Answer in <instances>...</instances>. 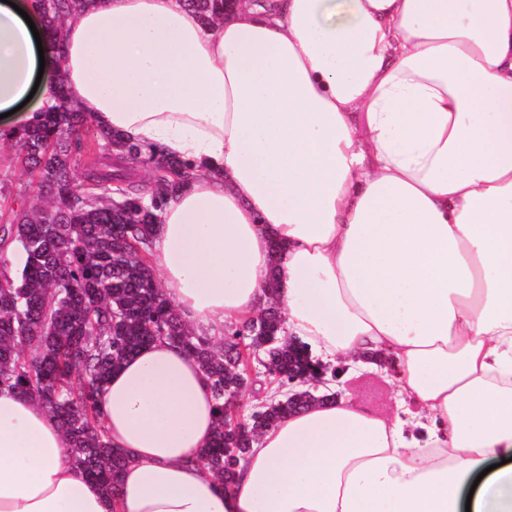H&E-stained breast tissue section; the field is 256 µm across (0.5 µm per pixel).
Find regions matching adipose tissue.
Returning a JSON list of instances; mask_svg holds the SVG:
<instances>
[{
  "label": "adipose tissue",
  "instance_id": "1",
  "mask_svg": "<svg viewBox=\"0 0 512 512\" xmlns=\"http://www.w3.org/2000/svg\"><path fill=\"white\" fill-rule=\"evenodd\" d=\"M0 0V137L55 102L187 161L149 265L197 335L266 304L322 362L387 357L390 417L341 396L263 430L232 484L217 409L158 340L98 396L106 494L56 419L0 388V512H512V0H88L38 51Z\"/></svg>",
  "mask_w": 512,
  "mask_h": 512
}]
</instances>
